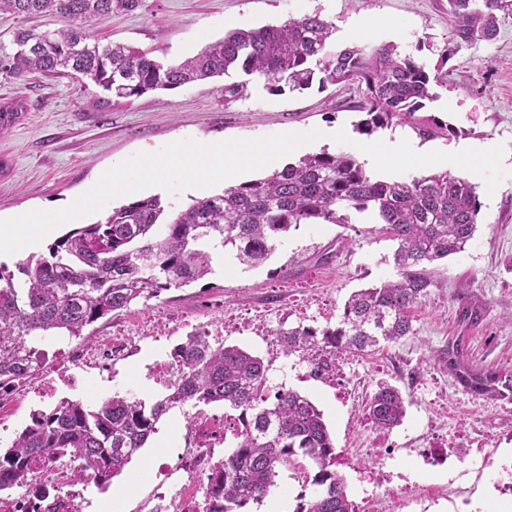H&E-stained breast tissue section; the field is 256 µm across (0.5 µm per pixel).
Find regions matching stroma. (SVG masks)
<instances>
[{
  "mask_svg": "<svg viewBox=\"0 0 512 512\" xmlns=\"http://www.w3.org/2000/svg\"><path fill=\"white\" fill-rule=\"evenodd\" d=\"M313 13L334 24L336 47L344 46L351 24L372 15L385 17L389 27L361 33L357 45L391 43L414 50L430 68L450 38L448 0H145L142 9L98 25L95 34L101 43L132 46L177 64L232 30L280 25ZM446 70L435 88L436 100L415 115L419 121L448 125V132L431 138V145L445 149L494 139L512 148V14L501 16L492 40L459 51ZM223 86V79L214 78L97 111L86 106L70 77H35L22 90L16 80L0 74V98L19 90L27 98L26 112L0 137V160L7 165L0 172V216L64 207L122 160L180 139L206 143L317 128L345 130L352 142L370 140L354 129L362 117L354 85L273 94L263 81L253 80L244 96L232 101L225 100ZM478 192L477 232L464 252L433 264L438 285L414 309L410 338L345 355L334 372L319 378L299 355L287 357L280 350L279 326L336 325L353 291L395 276L397 244L364 213L348 224L300 225L277 242L260 266L231 260L189 287L100 319L87 339L48 341L47 350L69 374L56 399L93 406L120 392L153 404L166 393L157 372L169 361L171 349L195 329L217 326L224 344L269 362L271 386L295 389L323 412L353 499L371 490L359 476L364 467L447 486L443 470L425 467L420 457L439 435H498L499 455L512 457V404L471 395L432 360L449 337L460 336L475 364L512 366V167L495 192L483 185ZM340 238L349 239V247L338 248ZM465 300L482 310L480 320L467 326L459 321ZM121 334L128 341L120 357L101 363L88 376L73 368L74 352ZM382 384L399 388L407 408L403 423L388 433L376 430L367 415L369 399ZM41 385L36 375L14 389L12 396L20 403L14 431H21L33 412L54 407L56 399L40 398ZM208 437L205 428L188 427L182 409L164 415L140 455L110 485L115 491L129 474L140 475L122 512H151L158 493L170 490L172 472L187 467L189 450L206 444Z\"/></svg>",
  "mask_w": 512,
  "mask_h": 512,
  "instance_id": "obj_1",
  "label": "stroma"
}]
</instances>
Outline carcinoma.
I'll use <instances>...</instances> for the list:
<instances>
[{"instance_id":"carcinoma-1","label":"carcinoma","mask_w":512,"mask_h":512,"mask_svg":"<svg viewBox=\"0 0 512 512\" xmlns=\"http://www.w3.org/2000/svg\"><path fill=\"white\" fill-rule=\"evenodd\" d=\"M144 0H0V13L20 21L55 15L65 25L49 32L19 28L11 47L0 44V73L27 85L39 75L78 79L87 104L102 107L156 90L224 76V99L242 96L252 79L271 92L302 91L318 85L355 84L362 89L355 124L371 134L406 121L437 99L431 73L411 53L393 44L332 48L334 26L319 14L284 24L237 29L175 66L150 52L124 44L102 45L95 29L130 14ZM453 18L449 46L441 61L478 41L496 36L498 14L512 13V0H448ZM27 109L24 96L0 99V136L10 132ZM478 186L446 171L411 179L370 175L352 154L322 151L275 169L262 178L229 185L219 193L192 199L170 222L159 196L115 207L103 221L82 224L49 248V257L27 258L21 282L0 264V397L40 370L48 336L80 339L98 320L160 297L213 273L210 243L236 251L257 267L276 242L302 224H348L350 212H372L382 231L397 242V278L352 293L336 326L298 325L276 330L287 355L322 350L313 363L320 376L346 354L373 351L415 335L412 311L437 285L429 266L465 250L477 230ZM177 363L168 393L151 406L128 394L113 393L94 407L66 400L50 412L36 411L31 423L0 452V489L44 490L32 475L46 460L76 456L80 467L72 484L101 490L122 474L156 432L170 410L222 403L239 412L232 451L207 477L204 512H246L274 486L279 470L307 458L316 467L317 491L296 512H355L344 475L337 469L336 446L323 413L293 389L268 386L264 360L238 346L210 343L196 332L170 353ZM453 381L469 393L512 401V368L480 366L461 340L436 354ZM371 423L382 432L406 415L401 391L384 384L368 404Z\"/></svg>"}]
</instances>
